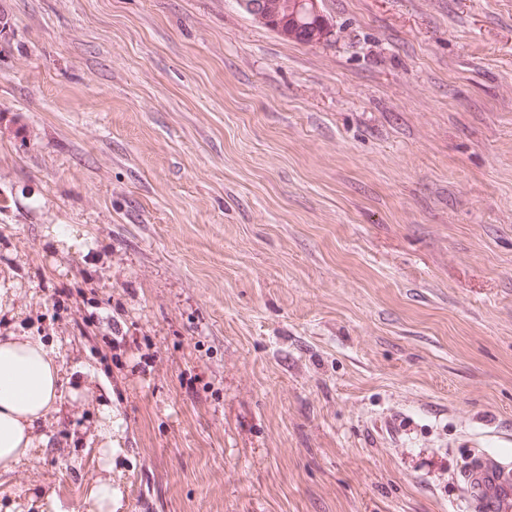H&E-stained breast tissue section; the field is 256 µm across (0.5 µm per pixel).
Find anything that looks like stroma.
Returning <instances> with one entry per match:
<instances>
[{"instance_id":"1","label":"stroma","mask_w":512,"mask_h":512,"mask_svg":"<svg viewBox=\"0 0 512 512\" xmlns=\"http://www.w3.org/2000/svg\"><path fill=\"white\" fill-rule=\"evenodd\" d=\"M322 9L0 0V336L63 373L0 512H456L512 458V0ZM263 7L270 10L269 18L278 27L273 31L285 40L297 44L317 46L329 40L332 35V24L325 14L321 17L318 0H307V10L303 6L296 7V2L302 0H258Z\"/></svg>"}]
</instances>
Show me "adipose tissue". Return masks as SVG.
Masks as SVG:
<instances>
[{"label": "adipose tissue", "instance_id": "1", "mask_svg": "<svg viewBox=\"0 0 512 512\" xmlns=\"http://www.w3.org/2000/svg\"><path fill=\"white\" fill-rule=\"evenodd\" d=\"M61 368L35 337L0 338V470L8 472L34 444V430L55 402Z\"/></svg>", "mask_w": 512, "mask_h": 512}]
</instances>
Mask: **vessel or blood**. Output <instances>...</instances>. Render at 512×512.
Returning a JSON list of instances; mask_svg holds the SVG:
<instances>
[{
    "label": "vessel or blood",
    "mask_w": 512,
    "mask_h": 512,
    "mask_svg": "<svg viewBox=\"0 0 512 512\" xmlns=\"http://www.w3.org/2000/svg\"><path fill=\"white\" fill-rule=\"evenodd\" d=\"M459 512H512V461L474 452L464 470Z\"/></svg>",
    "instance_id": "obj_1"
}]
</instances>
